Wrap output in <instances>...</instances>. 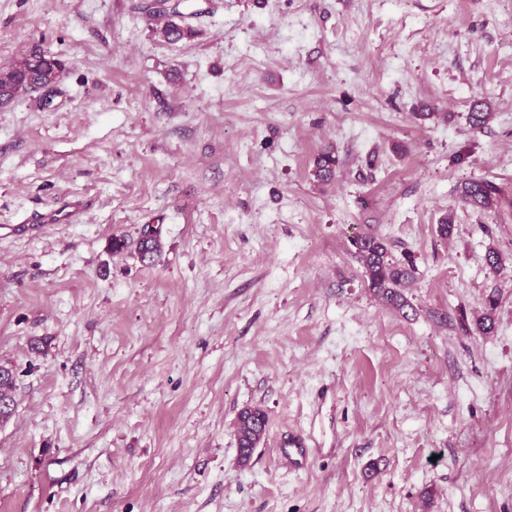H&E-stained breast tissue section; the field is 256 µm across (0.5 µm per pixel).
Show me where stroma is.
I'll list each match as a JSON object with an SVG mask.
<instances>
[{"mask_svg":"<svg viewBox=\"0 0 512 512\" xmlns=\"http://www.w3.org/2000/svg\"><path fill=\"white\" fill-rule=\"evenodd\" d=\"M143 2L0 0V68L64 64L0 104V512H512V0H182L177 43ZM360 235L413 261L408 313ZM179 5H174L165 15L171 17L161 27V32L165 38L171 41L191 40L197 35L196 29L189 25L178 24L172 20V17H182L177 10ZM462 202L475 209L486 210L493 208L499 202V187L486 179H470L460 186ZM83 206L80 201H70L60 208L45 214L42 218V224H70L80 214ZM364 268V277L373 294L392 309L404 311L410 304L404 294L414 279L415 268L390 258L388 245L376 236H358L352 240ZM15 379L13 370L6 366H0V417L6 424L13 415L15 403ZM2 406V408H1ZM3 406L10 408L5 411ZM267 414L260 407L247 408L241 411L237 424L238 461L244 466L250 461L254 448L261 442L266 433ZM279 452L293 469L305 468L311 456V448L300 437L288 438V441L281 444Z\"/></svg>","mask_w":512,"mask_h":512,"instance_id":"35a3bbf8","label":"stroma"}]
</instances>
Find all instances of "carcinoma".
Masks as SVG:
<instances>
[{
	"label": "carcinoma",
	"instance_id": "cac0c4a2",
	"mask_svg": "<svg viewBox=\"0 0 512 512\" xmlns=\"http://www.w3.org/2000/svg\"><path fill=\"white\" fill-rule=\"evenodd\" d=\"M167 20L161 27L165 38L171 41L191 40L197 35L196 29L178 24L173 18L181 16L177 6L167 11ZM63 63L42 51L33 50L15 64L0 69V104L9 103L18 96L20 86L34 89L58 83L62 76ZM337 159L330 152L318 155L314 162V177L320 181L329 180L336 169ZM462 202L475 209L493 208L499 202V187L486 179H470L460 186ZM364 268V277L373 294L392 309L400 312L410 307L404 294L405 288L414 279L415 268L411 263L390 258L388 245L376 236H358L352 240ZM137 252L142 261H153L161 252L158 230L150 235H141L137 242ZM15 379L13 370L0 366V418L9 421L15 403ZM267 414L260 407L241 411L237 424L238 461L245 466L250 461L254 448L266 433Z\"/></svg>",
	"mask_w": 512,
	"mask_h": 512
}]
</instances>
